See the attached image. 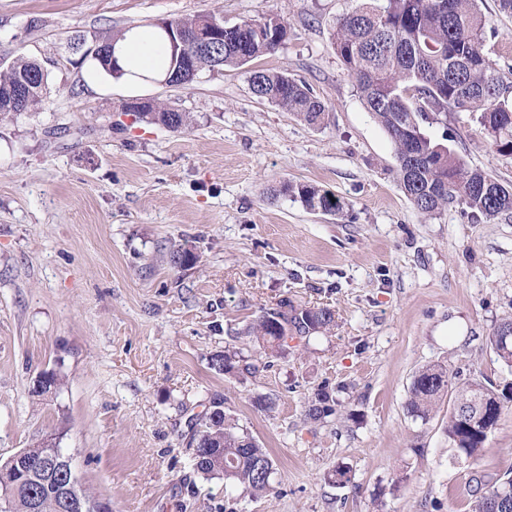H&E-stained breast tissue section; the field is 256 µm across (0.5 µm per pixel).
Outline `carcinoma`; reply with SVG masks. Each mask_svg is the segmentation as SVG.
<instances>
[{
	"label": "carcinoma",
	"mask_w": 512,
	"mask_h": 512,
	"mask_svg": "<svg viewBox=\"0 0 512 512\" xmlns=\"http://www.w3.org/2000/svg\"><path fill=\"white\" fill-rule=\"evenodd\" d=\"M487 19L477 0H367L343 15L334 32L337 53L355 77L361 99L375 121L395 145L397 177L414 207L425 216H435L457 205L476 219L487 221L512 212V186L469 167L464 158L432 139L424 125L450 112L475 117L498 152L512 155V81L497 67L485 49ZM288 39V27L277 17L246 20L224 32V42L209 53L189 60L167 50L158 67L150 70L112 68L107 59L97 65L115 79L156 82L192 69L200 71L242 66L275 51ZM34 77L35 90L25 98L23 109L37 111L48 86V70L36 61L9 52L0 55V95L6 97L20 80ZM255 95L293 114L310 125L321 123L326 106L303 83L284 73L255 70L250 76ZM138 118L169 130L189 125L190 114L160 103L155 112H140ZM282 192L296 196L310 210L343 209L335 195L311 185L284 184ZM196 262L186 248L169 252L174 267ZM336 326L328 307H299L285 298L278 308L263 312L243 331L257 365L240 348H224L210 357L219 372H256L281 357L284 336L307 338L327 334ZM512 320L498 323L488 341L501 362L512 369ZM455 375L447 366L434 364L417 371L410 386L408 412L422 420L430 417ZM335 400L321 388L304 407V416L320 420L335 413ZM512 383L485 382L474 388L467 382L456 389L448 415V444L460 460H476L489 436L509 406ZM189 446L196 448V472L219 477L234 487L238 499H255L272 491L274 463L266 449L234 420L224 414V400L215 398L202 414L190 419ZM61 448L43 434L26 448L30 463L56 456ZM68 476L59 470L48 478L35 470L20 484L7 512H60V495ZM471 512H512V475L506 474L486 486L471 490Z\"/></svg>",
	"instance_id": "obj_1"
}]
</instances>
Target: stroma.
<instances>
[{
    "label": "stroma",
    "instance_id": "obj_1",
    "mask_svg": "<svg viewBox=\"0 0 512 512\" xmlns=\"http://www.w3.org/2000/svg\"><path fill=\"white\" fill-rule=\"evenodd\" d=\"M361 0H0V51L50 74L41 110L0 120V458L59 429L76 475L112 512H219L237 496L193 467L188 421L213 398L267 448L274 490L243 512H469V481L512 471V409L477 462L454 459L445 395L428 420L407 411L415 373L512 381L488 341L512 319V213L486 222L450 207L419 213L395 146L336 51L339 18ZM485 45L512 68V15L478 0ZM215 14L277 16L274 53L190 85L129 83L76 49L108 28ZM284 72L327 107L320 125L260 101L253 70ZM151 98L190 113L174 132L122 114ZM502 184L498 153L468 113L428 126ZM335 194L322 214L281 193ZM183 244L196 264L167 255ZM287 298L327 306L336 328L291 342L268 370L224 374L211 355ZM56 369L52 399L30 392ZM328 385L337 413L303 410ZM344 467L348 482L328 473ZM281 191L298 197L304 206L310 210L324 207V209H329L336 213L343 209V204L334 194L311 185H292L286 183L282 186ZM332 199H335V202H332Z\"/></svg>",
    "mask_w": 512,
    "mask_h": 512
}]
</instances>
